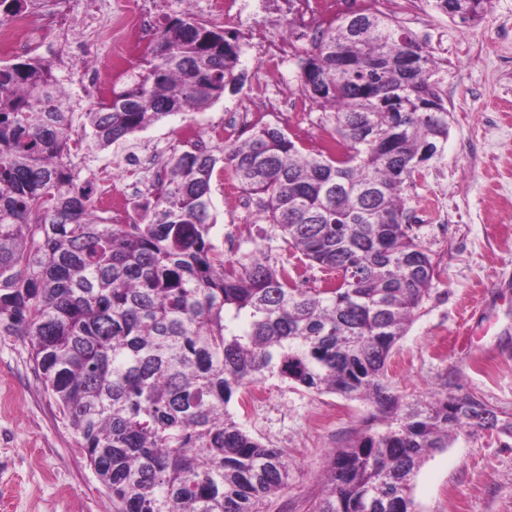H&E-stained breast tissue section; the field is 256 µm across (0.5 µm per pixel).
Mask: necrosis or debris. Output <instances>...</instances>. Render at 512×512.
I'll return each mask as SVG.
<instances>
[{
  "label": "necrosis or debris",
  "mask_w": 512,
  "mask_h": 512,
  "mask_svg": "<svg viewBox=\"0 0 512 512\" xmlns=\"http://www.w3.org/2000/svg\"><path fill=\"white\" fill-rule=\"evenodd\" d=\"M394 0H114L110 9H90L82 27L65 15L18 13L0 22V61L33 54L55 40L61 52L57 65L62 73L51 93L82 86L94 102L112 96L114 79L130 74V64L159 33L163 15L178 6L193 15L223 24L226 33L240 36L246 53L260 62L266 90L258 101L241 105L237 118L215 127L188 125L180 132L185 147L210 149L218 142H236L246 128L272 119L286 127H301L309 110L299 89L288 80L289 68L316 37L353 12L390 14ZM109 28L117 49L106 64L89 55L84 42L99 27ZM94 205L123 221L133 195L130 184L112 179L107 172L93 177Z\"/></svg>",
  "instance_id": "necrosis-or-debris-1"
}]
</instances>
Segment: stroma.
<instances>
[{
	"instance_id": "obj_1",
	"label": "stroma",
	"mask_w": 512,
	"mask_h": 512,
	"mask_svg": "<svg viewBox=\"0 0 512 512\" xmlns=\"http://www.w3.org/2000/svg\"><path fill=\"white\" fill-rule=\"evenodd\" d=\"M448 61L439 87L448 137L416 173L411 210L425 215L419 236L437 272L428 295L388 364L389 381L406 400L437 392L473 396L512 417V0H491L485 18L465 24L438 13ZM428 22V23H429ZM245 81L198 112L169 116L72 164L81 177L95 167L131 180L130 152H172L185 124L223 122L236 103L265 90L256 61L241 59ZM231 177H212L211 239L225 254L263 252L301 288L321 287L325 272L289 249L246 194L227 195ZM256 409H229L264 445L284 451L291 477L263 512H310L323 493L330 452L361 429L368 405L317 394L272 378ZM415 512H512V437L461 433L420 467ZM0 512H112L80 439L34 371L27 338L0 336Z\"/></svg>"
}]
</instances>
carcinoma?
I'll list each match as a JSON object with an SVG mask.
<instances>
[{
	"label": "carcinoma",
	"instance_id": "cac0c4a2",
	"mask_svg": "<svg viewBox=\"0 0 512 512\" xmlns=\"http://www.w3.org/2000/svg\"><path fill=\"white\" fill-rule=\"evenodd\" d=\"M54 0H0V21ZM490 0H434L463 23ZM236 37L186 12L141 58L139 78L82 113L97 149L239 89ZM300 91L346 151L304 152L277 124L224 146L182 149L139 221L114 224L70 163L69 96L47 99L53 62L0 63V335L25 336L112 512H262L288 484L283 452L229 410L277 378L368 402L362 429L333 451L312 512H414L422 463L466 429L512 436L473 397L404 402L391 352L436 265L409 224L407 191L448 136L436 67L396 20L342 18L298 58ZM288 248L334 272L291 284L262 253L229 257L210 232L218 162Z\"/></svg>",
	"mask_w": 512,
	"mask_h": 512
}]
</instances>
